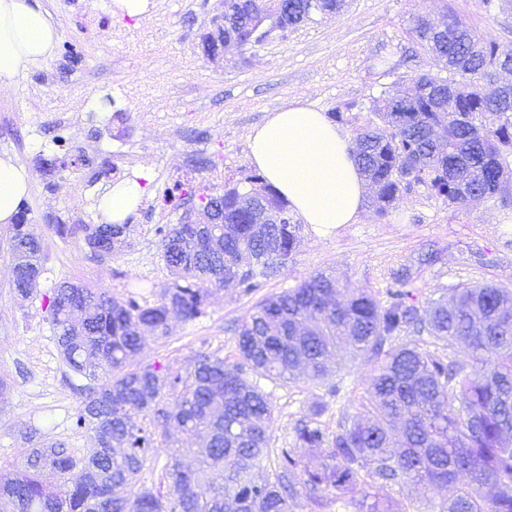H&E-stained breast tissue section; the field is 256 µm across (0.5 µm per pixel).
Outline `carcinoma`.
<instances>
[{"instance_id":"cac0c4a2","label":"carcinoma","mask_w":512,"mask_h":512,"mask_svg":"<svg viewBox=\"0 0 512 512\" xmlns=\"http://www.w3.org/2000/svg\"><path fill=\"white\" fill-rule=\"evenodd\" d=\"M345 0H224L221 39L237 43L258 32L276 7L279 29L314 15L339 13ZM412 30L439 72L411 79L397 94L373 98L376 120L350 150L374 188L384 216L401 191L420 184L451 204L469 206L512 187V94L493 74L512 66V45L484 42L457 18L435 28L422 16ZM458 111H448V95ZM504 119L495 128L483 115ZM224 240L203 243L195 224L158 228L161 258L174 276L157 301L62 281L47 305L62 361L85 378L76 425L95 447L77 456L62 444L29 448L24 469L0 474V512H291L305 493L320 507L341 501L351 512H405L380 494L386 486L451 488L437 512H512V289L492 284L456 288L421 310L395 290L372 295L318 273L259 301L237 330L238 361L199 352L183 370L135 364L148 339L169 335V321H194L212 294L235 282L244 290L277 273L300 243V225L267 224L256 213L288 210L264 185L224 189ZM68 239L83 234L90 258L112 259L127 224H55ZM13 285L31 293L43 267L42 241L26 211L11 227ZM81 316L79 329L70 326ZM448 344L462 341L469 359L445 360L417 342L395 343L407 330ZM369 354L376 366L357 415L327 433L310 414L296 441L317 452L305 460L283 448L262 476L271 449L270 394L251 380L324 382L336 350ZM192 436L194 464L177 452L165 468L166 490L132 488L147 452L171 430ZM49 470L60 482L43 484Z\"/></svg>"}]
</instances>
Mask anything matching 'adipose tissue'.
<instances>
[{"instance_id": "adipose-tissue-1", "label": "adipose tissue", "mask_w": 512, "mask_h": 512, "mask_svg": "<svg viewBox=\"0 0 512 512\" xmlns=\"http://www.w3.org/2000/svg\"><path fill=\"white\" fill-rule=\"evenodd\" d=\"M59 39L41 0H0V91L21 74L53 58ZM250 160L303 223L320 230L352 224L361 213L367 186L350 144L328 117L295 101L270 113L249 134ZM31 186L29 170L0 156V224L15 223ZM138 181L114 184L99 203L101 220L122 224L138 208Z\"/></svg>"}]
</instances>
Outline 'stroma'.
Wrapping results in <instances>:
<instances>
[{"label": "stroma", "instance_id": "35a3bbf8", "mask_svg": "<svg viewBox=\"0 0 512 512\" xmlns=\"http://www.w3.org/2000/svg\"><path fill=\"white\" fill-rule=\"evenodd\" d=\"M110 2L42 0L59 31L54 57L0 97V155L31 173L23 205L43 242V272L20 296L0 225V472L22 468L29 448L62 443L79 455L93 445L91 432L75 424L83 379L62 364L47 320L59 282L154 303L173 280L158 227L178 223L185 206L226 185L249 189L257 169L248 135L270 112L294 101L341 110L339 128L351 140L372 120L374 96L436 72L410 33L413 16H453L484 40L512 44L506 0L492 9L483 0H346L338 14L213 57L203 37L221 21L224 0H156L155 17L141 21L111 15ZM70 47L78 59L68 57ZM133 178L145 195L129 219L127 245L111 261L93 262L83 241L54 235L55 224L99 223L100 197ZM405 268L410 300L422 308L464 285L512 288V204L458 207L415 185L385 216L368 203L356 223L333 232L302 225L299 246L275 276L250 292L226 284L202 317L172 320L169 337L148 340L137 361L182 369L205 350L236 362V329L264 297L323 272L384 303ZM373 365L368 354L343 350L326 382H265L272 447L295 449L293 426L314 408L330 432L354 416Z\"/></svg>", "mask_w": 512, "mask_h": 512}]
</instances>
